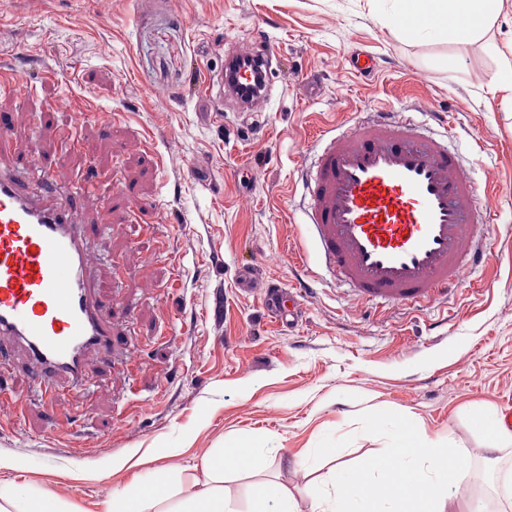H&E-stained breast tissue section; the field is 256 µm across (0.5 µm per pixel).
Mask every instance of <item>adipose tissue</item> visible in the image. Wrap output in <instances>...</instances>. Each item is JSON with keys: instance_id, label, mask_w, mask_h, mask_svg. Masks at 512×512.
<instances>
[{"instance_id": "obj_1", "label": "adipose tissue", "mask_w": 512, "mask_h": 512, "mask_svg": "<svg viewBox=\"0 0 512 512\" xmlns=\"http://www.w3.org/2000/svg\"><path fill=\"white\" fill-rule=\"evenodd\" d=\"M512 0H397L410 21L408 33L466 44L492 27ZM261 451L246 440L207 452L183 466L177 453L150 482L112 489L101 512H232L226 475L257 469ZM469 451L422 435L400 422L394 447L352 470L336 469L335 492H308L300 503L280 483L259 484L252 512H447L471 479ZM0 512H80L66 494L0 478Z\"/></svg>"}]
</instances>
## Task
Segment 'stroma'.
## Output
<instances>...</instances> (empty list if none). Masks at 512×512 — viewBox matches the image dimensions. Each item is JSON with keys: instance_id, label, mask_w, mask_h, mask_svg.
I'll use <instances>...</instances> for the list:
<instances>
[{"instance_id": "stroma-1", "label": "stroma", "mask_w": 512, "mask_h": 512, "mask_svg": "<svg viewBox=\"0 0 512 512\" xmlns=\"http://www.w3.org/2000/svg\"><path fill=\"white\" fill-rule=\"evenodd\" d=\"M393 14V0H0V77L36 88L20 105L0 96V112L23 108L11 152L28 161L52 128L48 155L68 186L111 198L94 262L119 310L110 360L91 359L54 401L20 350L0 352L1 477L66 488L87 508L134 474L113 472L115 458L152 456L137 473L147 481L170 449L191 465L248 439L261 466L225 487L232 512H250L258 483L319 492L334 463L392 447L396 414L457 447L487 446L480 417L512 401V102L491 91L512 18L461 45L397 35ZM268 44L267 97L207 116L225 57ZM356 53L374 75L349 72ZM380 108L439 113L493 201L486 263L418 306L385 308L334 282L302 222L300 167L319 135ZM115 112L126 122L110 125ZM133 138L149 153L124 152ZM130 193L150 223L126 222ZM250 274L298 294L295 323L247 291ZM511 472L512 446L475 457L464 512Z\"/></svg>"}]
</instances>
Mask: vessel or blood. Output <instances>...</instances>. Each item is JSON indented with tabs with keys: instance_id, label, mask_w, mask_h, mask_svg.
Instances as JSON below:
<instances>
[{
	"instance_id": "obj_1",
	"label": "vessel or blood",
	"mask_w": 512,
	"mask_h": 512,
	"mask_svg": "<svg viewBox=\"0 0 512 512\" xmlns=\"http://www.w3.org/2000/svg\"><path fill=\"white\" fill-rule=\"evenodd\" d=\"M268 53L239 52L218 90L253 105L266 93ZM62 168L23 181L0 158V346L21 344L43 392L81 380L90 355H107L112 322L89 277L93 238L112 233L105 200L62 198ZM305 224L339 282L383 306L447 294L486 259L475 230L489 201L448 132L402 112H370L321 142L305 168Z\"/></svg>"
}]
</instances>
